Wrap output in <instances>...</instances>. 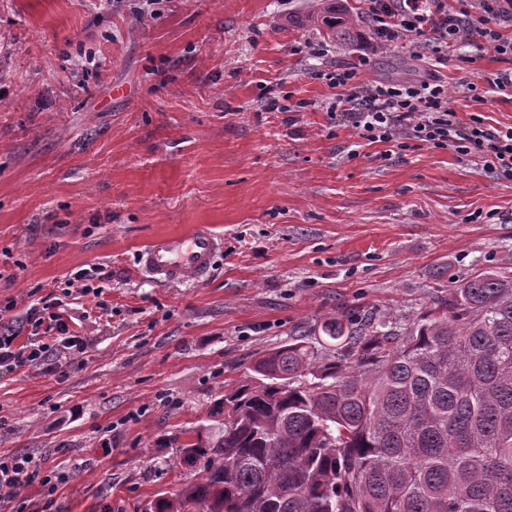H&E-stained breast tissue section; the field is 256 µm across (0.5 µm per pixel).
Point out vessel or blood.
Listing matches in <instances>:
<instances>
[{"label": "vessel or blood", "instance_id": "1", "mask_svg": "<svg viewBox=\"0 0 512 512\" xmlns=\"http://www.w3.org/2000/svg\"><path fill=\"white\" fill-rule=\"evenodd\" d=\"M224 247L223 238L205 224L188 233L163 234L140 253L141 270L160 283L175 285L187 280H206L216 254Z\"/></svg>", "mask_w": 512, "mask_h": 512}]
</instances>
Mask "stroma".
I'll return each mask as SVG.
<instances>
[{"label": "stroma", "instance_id": "obj_1", "mask_svg": "<svg viewBox=\"0 0 512 512\" xmlns=\"http://www.w3.org/2000/svg\"><path fill=\"white\" fill-rule=\"evenodd\" d=\"M318 4L348 15L345 35L327 37ZM365 9L154 0L141 18L132 0H0V306L20 320L62 299L86 341L63 374L0 369V455L68 475L0 512H152L203 477L174 439L212 426L265 352L324 342L337 311L399 323L458 276L512 274V185L450 150L386 154L322 109L334 91L312 73L356 63ZM503 66L472 46L439 66L461 119L512 123V100L457 91ZM401 67L424 64L395 43L360 77ZM270 94L284 111H265ZM197 224L224 237L210 278L140 270L145 245ZM100 266V298L66 290Z\"/></svg>", "mask_w": 512, "mask_h": 512}]
</instances>
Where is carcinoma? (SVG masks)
<instances>
[{
    "label": "carcinoma",
    "instance_id": "carcinoma-1",
    "mask_svg": "<svg viewBox=\"0 0 512 512\" xmlns=\"http://www.w3.org/2000/svg\"><path fill=\"white\" fill-rule=\"evenodd\" d=\"M181 442L205 476L154 512H512V276L481 270L396 329L338 313Z\"/></svg>",
    "mask_w": 512,
    "mask_h": 512
}]
</instances>
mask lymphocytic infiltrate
Listing matches in <instances>:
<instances>
[{"instance_id":"obj_1","label":"lymphocytic infiltrate","mask_w":512,"mask_h":512,"mask_svg":"<svg viewBox=\"0 0 512 512\" xmlns=\"http://www.w3.org/2000/svg\"><path fill=\"white\" fill-rule=\"evenodd\" d=\"M365 12L372 40L400 42L415 48L417 56L435 63L447 60L451 47L475 42L478 49L512 57V0H366ZM370 60L359 50L358 64L339 67L325 78L335 95L326 109L337 125L355 129L366 144L404 148L414 140L434 149L478 158L483 169L498 180L512 182V125L493 127L479 114L461 121L448 104V86L437 75L415 83H363L358 69ZM463 98L483 104L488 94L512 97V68L483 74L480 80L461 79ZM26 321L35 342L20 345L14 324L0 309V369L13 371L67 359L84 353L83 337L72 332L62 313L49 306L29 308ZM49 485L33 458L0 456V504L12 502L33 482Z\"/></svg>"}]
</instances>
